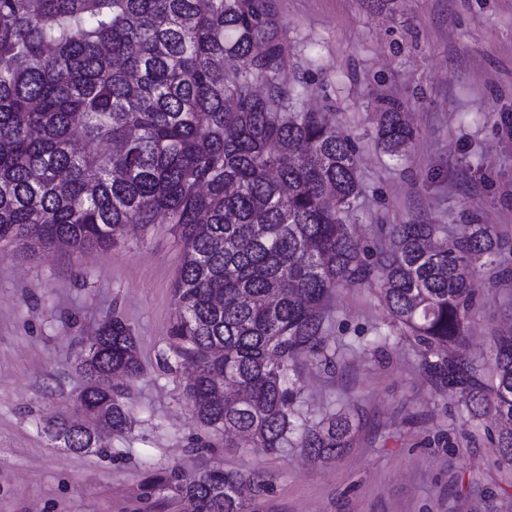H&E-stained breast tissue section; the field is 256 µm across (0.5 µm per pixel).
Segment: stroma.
<instances>
[{"label": "stroma", "mask_w": 512, "mask_h": 512, "mask_svg": "<svg viewBox=\"0 0 512 512\" xmlns=\"http://www.w3.org/2000/svg\"><path fill=\"white\" fill-rule=\"evenodd\" d=\"M300 108L334 113L355 138L365 187L352 222L373 248L381 224H495L512 236V0H274ZM417 131L394 164L377 146L383 102ZM183 243L170 224L108 250L30 252L0 242V512H184L158 479L213 461L273 477L266 512H512V471L489 461L483 429L436 395L407 343L350 355L335 374L305 371L304 417L356 403L361 427L336 462L289 448H230L201 427L174 356L173 284ZM482 303L468 349L512 328V282L474 280ZM137 338L132 424L106 449L57 447L47 422L84 386L78 361L111 316ZM386 329L375 289L340 288L328 333L354 342ZM473 431L470 466L436 432ZM207 444V451L196 448Z\"/></svg>", "instance_id": "obj_1"}]
</instances>
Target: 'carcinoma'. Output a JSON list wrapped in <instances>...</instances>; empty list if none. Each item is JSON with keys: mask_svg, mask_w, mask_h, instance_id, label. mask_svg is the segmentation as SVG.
Listing matches in <instances>:
<instances>
[{"mask_svg": "<svg viewBox=\"0 0 512 512\" xmlns=\"http://www.w3.org/2000/svg\"><path fill=\"white\" fill-rule=\"evenodd\" d=\"M286 40L268 0H0V240L109 249L131 224H172L184 243L173 351L198 364L188 405L238 448H298L332 463L354 446L357 409L295 424L303 370L354 352L328 335L339 288L379 290L393 340L417 351L435 392L468 422L490 418L497 467L512 466V331L467 351L469 280H512V239L492 224H387L372 254L350 216L363 196L355 139L325 112L291 109ZM416 136L393 103L377 144L400 161ZM120 318L81 357L90 424L49 421L73 453L130 424L140 375ZM191 512H261L271 481L206 465L171 470Z\"/></svg>", "mask_w": 512, "mask_h": 512, "instance_id": "cac0c4a2", "label": "carcinoma"}]
</instances>
